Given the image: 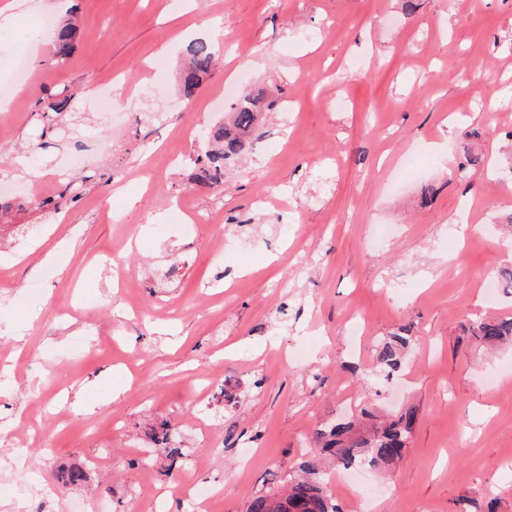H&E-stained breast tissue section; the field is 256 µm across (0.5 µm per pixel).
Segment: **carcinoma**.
<instances>
[{"label": "carcinoma", "instance_id": "1", "mask_svg": "<svg viewBox=\"0 0 512 512\" xmlns=\"http://www.w3.org/2000/svg\"><path fill=\"white\" fill-rule=\"evenodd\" d=\"M78 41V27L72 21L55 25L52 60L65 64ZM189 60L182 72L185 95H192L202 80L210 75L218 60V51L209 42L197 39L186 48ZM277 100L267 96L261 87L245 90L230 107L224 123L206 132L207 150L196 176L199 185L213 187L224 181L226 164L243 158L253 140L262 136L266 115L274 111ZM464 330L469 339L493 346L512 338V319H471ZM408 337L395 334L381 344L377 352L378 367L387 373L402 366V352ZM418 411L410 406L388 419L360 428L355 421L338 419L315 430L312 441L319 454L301 461L289 475L282 491L270 489L251 496L245 512H342L328 492L320 456L326 455L338 468L367 465L388 469L399 463L408 448Z\"/></svg>", "mask_w": 512, "mask_h": 512}]
</instances>
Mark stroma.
I'll list each match as a JSON object with an SVG mask.
<instances>
[{
  "label": "stroma",
  "mask_w": 512,
  "mask_h": 512,
  "mask_svg": "<svg viewBox=\"0 0 512 512\" xmlns=\"http://www.w3.org/2000/svg\"><path fill=\"white\" fill-rule=\"evenodd\" d=\"M49 2L14 0L0 20V183L19 192L0 223V482L54 485L78 464L70 512H135L156 490L164 512H198L179 477L196 459L213 512H242L287 481L315 428L413 406L400 464L332 487L344 512H459L466 496L512 512V341L463 331L512 318V295L485 289L512 270L497 126L512 123V0H71L80 35L62 66L38 24ZM198 37L222 61L188 96ZM241 74L286 109L222 185L197 186L198 132L224 115L209 102ZM110 77L122 102L94 112ZM64 89L83 120L39 149L37 115ZM457 142L494 171L460 175ZM410 151L419 179L395 184ZM72 154L85 164L62 170ZM222 237L252 248L218 257ZM403 328L401 369L362 381ZM204 388L222 419L184 433ZM164 422L175 461L151 440ZM464 330L470 340L493 346L512 337V319H471Z\"/></svg>",
  "instance_id": "35a3bbf8"
}]
</instances>
